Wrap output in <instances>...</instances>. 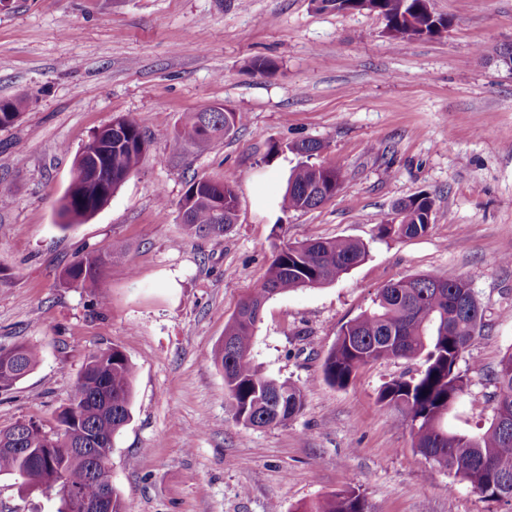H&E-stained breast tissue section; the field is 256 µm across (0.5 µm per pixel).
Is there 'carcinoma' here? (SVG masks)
<instances>
[{"label":"carcinoma","mask_w":512,"mask_h":512,"mask_svg":"<svg viewBox=\"0 0 512 512\" xmlns=\"http://www.w3.org/2000/svg\"><path fill=\"white\" fill-rule=\"evenodd\" d=\"M321 9L336 12L374 11L387 20L396 38L442 35L448 19L436 14L430 0H320ZM22 102L0 100V127L13 125L22 115ZM243 125L238 112H195L176 130L172 146L197 145L223 139ZM147 150L139 127L123 118L112 135L106 164H97L99 147L90 139L77 154L74 172L61 199L59 227L94 214L108 200L105 188L116 191L139 166ZM339 171L301 163L288 177L283 210L315 209L331 200L342 187ZM235 181L194 179L180 205L186 233L220 238L236 219ZM435 200L419 193L397 205L398 221L377 225L378 236L414 238L428 232ZM368 257L361 241L336 237L288 245L274 256L266 278L247 297L246 305L224 327V342L214 352L215 365L224 374L234 418L249 428L283 425L303 409L304 394L296 385L267 377L254 363L252 345L266 303L276 295L330 284ZM112 254L88 251L63 272V283L82 288L106 300L104 269ZM405 288L384 287L373 305L340 329L324 359L323 374L332 386L345 387L357 370L382 359L424 360L417 377H398L385 383L378 402L397 411L409 427L414 448L453 481L465 484L491 500H512V348L493 374V418L478 435L448 430V413L465 393L468 382L458 364L469 353L484 328L483 308L463 278L434 275L403 278ZM37 347L20 343L0 350V391L7 392L39 363ZM133 366L116 347L92 353L86 360L68 405L59 414L63 431L49 435L32 423L17 422L0 429V476L20 481V489L54 490L57 512H71L68 488L85 498H96L108 488L112 512H132L131 502L112 484L106 459L115 436L131 419ZM18 441L25 454L7 450ZM298 512H369L354 490L334 493Z\"/></svg>","instance_id":"obj_1"}]
</instances>
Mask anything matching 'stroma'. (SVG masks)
Listing matches in <instances>:
<instances>
[{"label":"stroma","instance_id":"obj_1","mask_svg":"<svg viewBox=\"0 0 512 512\" xmlns=\"http://www.w3.org/2000/svg\"><path fill=\"white\" fill-rule=\"evenodd\" d=\"M443 35L392 37L382 16L317 0H11L0 10V98L23 102L0 129V349L40 350L34 371L0 393V428L60 432L87 357L118 347L133 365L130 422L109 453L113 485L137 512H297L342 490L370 512H512L413 446L377 401L422 361L380 360L343 388L323 362L342 325L380 288L416 274L468 280L485 327L458 369L466 393L451 430L492 418L491 374L512 348V0H432ZM272 67L258 69L259 61ZM221 106L244 124L223 140L173 149L191 113ZM133 119L148 150L93 216L58 226L78 151L101 126ZM343 176L319 208L283 211L301 157ZM236 176L238 216L224 238L188 236L179 206L194 178ZM436 201L428 233L378 238L397 204ZM365 242L369 257L333 283L267 302L252 354L268 377L303 389L286 424L233 416L213 354L241 301L282 247L317 238ZM113 251L105 301L65 287L63 269ZM59 497L0 476V512H57Z\"/></svg>","mask_w":512,"mask_h":512}]
</instances>
